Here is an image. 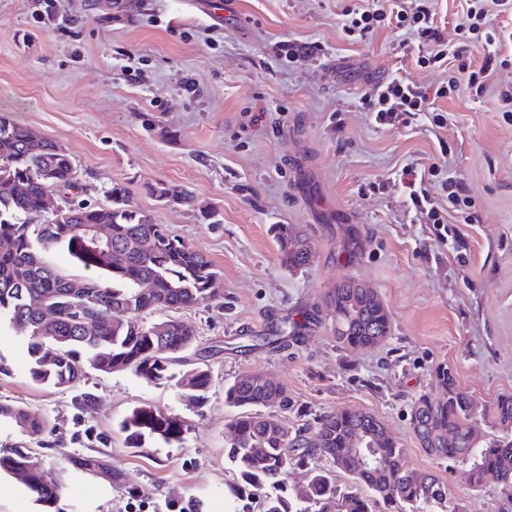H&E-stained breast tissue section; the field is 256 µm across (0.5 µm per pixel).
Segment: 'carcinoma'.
<instances>
[{"mask_svg":"<svg viewBox=\"0 0 512 512\" xmlns=\"http://www.w3.org/2000/svg\"><path fill=\"white\" fill-rule=\"evenodd\" d=\"M32 128L0 113V327L27 337L29 374L33 381L61 391L79 384L85 369L103 373L131 371L148 381L172 378L170 367L195 340L191 325L174 317L161 321L163 331L140 315L178 311L215 292L220 273L201 253L172 236L153 216L132 203L122 183L104 190L106 204L62 199L64 210L46 212V198L69 191L78 183L69 153ZM158 200L192 207L193 196L175 187L150 188ZM43 215L41 224L29 223ZM92 224L112 226V244L96 243ZM283 266L296 270L312 258L311 242L297 224L274 225ZM65 251L89 274L67 276L50 256ZM151 288L144 289V284ZM55 309L45 323L41 307ZM336 339L349 349L384 342L391 332L388 309L377 293L354 279H344L327 294ZM438 387L411 399L410 424L426 452L455 461H469L468 486L477 491L492 477L512 487V395L493 401L476 418L475 408L446 363L432 372ZM181 396L200 403L211 387V374L195 368L181 381ZM225 403L241 410L226 424L227 458L237 474L228 484L231 496L255 500L260 512H370V499L383 502L386 512H463L448 497L435 475L410 467L402 448L384 424L360 409H340L320 418L310 435L289 431L272 415L256 412L288 401L286 390L259 373L242 374L224 390ZM491 420L498 435L479 444L478 420ZM24 423L29 442L50 448L53 433L46 418L24 407L0 402V422ZM120 431L131 448L148 439L166 443L182 439L186 427L179 417L151 406H140L122 420ZM29 448L0 445V475L15 473L27 463ZM382 459V464L373 458ZM322 458L347 474L355 487L342 490L330 470L314 468L308 481L288 488L292 463ZM28 489L37 500L54 504L65 493L64 483L33 471Z\"/></svg>","mask_w":512,"mask_h":512,"instance_id":"cac0c4a2","label":"carcinoma"}]
</instances>
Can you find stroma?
Here are the masks:
<instances>
[{
    "label": "stroma",
    "mask_w": 512,
    "mask_h": 512,
    "mask_svg": "<svg viewBox=\"0 0 512 512\" xmlns=\"http://www.w3.org/2000/svg\"><path fill=\"white\" fill-rule=\"evenodd\" d=\"M215 2L222 18L191 0H0V113L67 149L79 199L104 203L105 186L123 183L221 273L219 294L177 313L196 341L174 373L203 366L212 377L198 406L172 383L90 368L79 390L95 405L83 411L76 392L34 382L21 336L0 330V402L48 420L61 445L40 456L69 486L48 506L1 476L0 512H224L236 413L224 388L250 372L285 387L287 405L269 413L290 430L366 410L465 512H512V489L493 479L469 489L420 447L408 414L440 362L476 410L512 394V121L499 99L512 71H496L482 97L463 89L445 100L443 127L424 116L381 127L363 104L368 79L401 67L434 87L442 75L404 56L391 29L350 42L343 12L359 0ZM288 43L309 57L289 59ZM435 162L473 201L449 210L444 243L399 182L403 167ZM158 183L187 190L195 207L158 201ZM275 224L303 226L309 265H282ZM353 226L365 250L350 259L339 244ZM347 277L387 305L383 343H337L325 296ZM144 405L180 417L182 440L127 447L119 424ZM84 454L102 456L118 483L74 471L70 458Z\"/></svg>",
    "instance_id": "1"
}]
</instances>
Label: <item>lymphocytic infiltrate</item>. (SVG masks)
Returning <instances> with one entry per match:
<instances>
[{
	"label": "lymphocytic infiltrate",
	"instance_id": "f902f5d3",
	"mask_svg": "<svg viewBox=\"0 0 512 512\" xmlns=\"http://www.w3.org/2000/svg\"><path fill=\"white\" fill-rule=\"evenodd\" d=\"M490 3L505 7L512 0H467V9L458 23L461 39L449 50L442 46L429 0H393L385 10L369 6L346 10L342 28L348 36L364 39L385 22L395 31L409 35L408 46L415 52L417 65L444 72L449 62L457 64L458 78L432 89L416 85L396 71L378 81L364 97V104L374 113L377 124H402L407 118L428 112L440 125L445 120L440 100L462 87L483 93L492 73L507 65L493 50L495 36L482 28ZM400 182L419 216L430 224L442 223L438 191L428 188L425 171L416 167L404 169Z\"/></svg>",
	"mask_w": 512,
	"mask_h": 512
}]
</instances>
